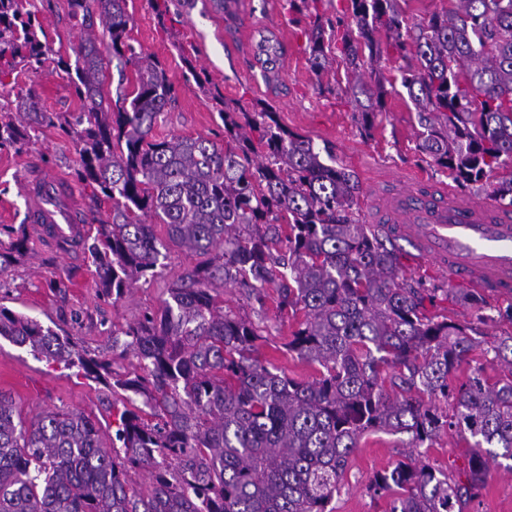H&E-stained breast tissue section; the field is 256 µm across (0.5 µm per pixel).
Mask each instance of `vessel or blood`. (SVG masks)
Segmentation results:
<instances>
[{
	"label": "vessel or blood",
	"mask_w": 512,
	"mask_h": 512,
	"mask_svg": "<svg viewBox=\"0 0 512 512\" xmlns=\"http://www.w3.org/2000/svg\"><path fill=\"white\" fill-rule=\"evenodd\" d=\"M24 189L33 200L29 223H80L72 204L47 202L36 181H25ZM372 221L449 278L469 281L497 298L512 296V211L467 198L447 184L398 182L382 192Z\"/></svg>",
	"instance_id": "vessel-or-blood-1"
}]
</instances>
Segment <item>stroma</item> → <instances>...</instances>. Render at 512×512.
Returning <instances> with one entry per match:
<instances>
[{
	"label": "stroma",
	"instance_id": "1",
	"mask_svg": "<svg viewBox=\"0 0 512 512\" xmlns=\"http://www.w3.org/2000/svg\"><path fill=\"white\" fill-rule=\"evenodd\" d=\"M347 6L348 0H309L300 9L291 7L289 0H224L220 8L213 0H127L135 45L159 59L176 85L175 99L155 126L154 136H203L225 147L229 141L219 117L223 108L250 112L272 105L282 126L310 138L317 148L329 149L337 165L353 172L360 188L354 214L362 224L369 221L368 200L375 182L418 175L448 183L447 173L418 149L416 109L400 83V67H415L414 58H401L388 48L377 60L376 70L391 84L385 108L369 130L360 122L342 61L333 62L322 75L313 73L308 46L316 15L338 18ZM24 7L42 19L39 37L54 49L68 50L85 32L83 21L69 17L67 0H24ZM264 35L282 45L274 80L265 78L256 58V45ZM190 65L206 76V84L184 80ZM29 88L39 95L44 109L57 114L60 124L39 130L28 145L0 149V225H25L29 239L26 256L0 274V305L73 337L90 355L108 357L113 330L144 310L161 308L168 283L199 258L168 241L164 227H157L158 238L166 242L162 276L115 302L100 295L94 267L82 248L62 250L44 230L28 223L31 200L22 181L29 175L62 184L67 201L83 214L85 227L112 219L111 201L75 175V144L68 123L81 103L68 75L59 70L14 72L0 82V109L14 108L17 92ZM53 280L63 281V288H50ZM262 295L259 304L234 288L221 293L225 312L260 326L256 355L261 361L273 363L288 376L312 378L313 366L281 352L303 314L279 312L276 284L266 285ZM0 391L11 394L27 418L52 409L74 411L94 418L104 438H111L116 429L109 388L2 338ZM408 454L407 435L366 436L332 502L335 512H385L386 502L372 499L366 486L374 473ZM472 512H512V474L497 461L489 463L486 487Z\"/></svg>",
	"mask_w": 512,
	"mask_h": 512
}]
</instances>
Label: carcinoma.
Returning <instances> with one entry per match:
<instances>
[{
    "label": "carcinoma",
    "instance_id": "obj_1",
    "mask_svg": "<svg viewBox=\"0 0 512 512\" xmlns=\"http://www.w3.org/2000/svg\"><path fill=\"white\" fill-rule=\"evenodd\" d=\"M127 0H68L69 16L98 17L61 53L22 0H0V81L21 68L70 74L81 111L71 122L77 176L113 203L112 223L81 246L102 296L122 299L162 274L154 227L203 257L171 281L168 299L112 333V359L93 357L70 336L0 305V338L76 367L123 406L112 444L97 423L48 411L27 421L0 391V512H334L331 503L361 439L406 433L413 449L443 433L469 440L467 465L444 471L410 455L376 472L367 492L389 512H466L488 477V460L512 472V334L478 339L496 322L477 288H415L382 225L361 224L354 174L323 159L312 140L288 131L271 106L239 122L219 113L223 149L210 139H157L153 128L175 98L162 64L130 35ZM399 0H350L347 19L315 17L309 60L330 64L336 41L362 124L385 107L386 78L365 69L381 40L416 57L401 84L422 128L419 151L464 188L490 177L492 197L512 207V0H455L408 27ZM135 68L128 93L105 96L111 59ZM16 118L0 120V148L23 145L55 124L29 89ZM154 219L151 224L143 217ZM0 271L27 254L25 226L7 229ZM284 243L287 252L277 253ZM279 279L281 310L304 312L282 350L317 366L298 380L253 356L259 327L224 312L219 289H259ZM476 321L429 317L438 296ZM483 346L485 362L469 354ZM137 364L120 372L115 358ZM468 366L459 385L449 375ZM504 377L491 382L486 366ZM143 470L148 486L129 485Z\"/></svg>",
    "mask_w": 512,
    "mask_h": 512
}]
</instances>
